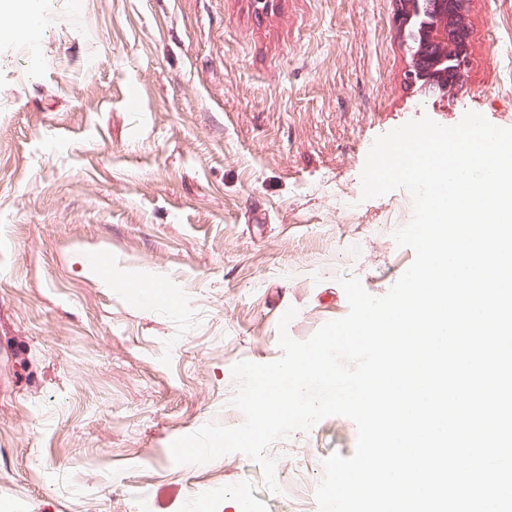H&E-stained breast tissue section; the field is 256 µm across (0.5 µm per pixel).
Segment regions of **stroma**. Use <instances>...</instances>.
Returning a JSON list of instances; mask_svg holds the SVG:
<instances>
[{
  "label": "stroma",
  "instance_id": "stroma-1",
  "mask_svg": "<svg viewBox=\"0 0 512 512\" xmlns=\"http://www.w3.org/2000/svg\"><path fill=\"white\" fill-rule=\"evenodd\" d=\"M398 0H40L32 70L0 36V500L13 512H318L329 416L271 444L270 492L241 453L175 464L170 444L241 422L234 364L279 359L345 316L340 278L384 296L414 259L409 193L362 199L378 136L467 112L512 128V0H471V63L409 86ZM104 256L172 310L106 288ZM88 269L91 275L98 276L108 287L128 288L133 294L148 293L154 296L155 304L164 305L170 309H176L180 305L179 299L166 291L156 294L157 282L150 278L127 279L119 281L112 272V263L99 257L90 258Z\"/></svg>",
  "mask_w": 512,
  "mask_h": 512
}]
</instances>
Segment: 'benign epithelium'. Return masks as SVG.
<instances>
[{"instance_id":"7a95c632","label":"benign epithelium","mask_w":512,"mask_h":512,"mask_svg":"<svg viewBox=\"0 0 512 512\" xmlns=\"http://www.w3.org/2000/svg\"><path fill=\"white\" fill-rule=\"evenodd\" d=\"M399 22L406 29L416 14H427L416 40L406 78L420 89L446 93L463 84L470 65L469 0H398Z\"/></svg>"}]
</instances>
